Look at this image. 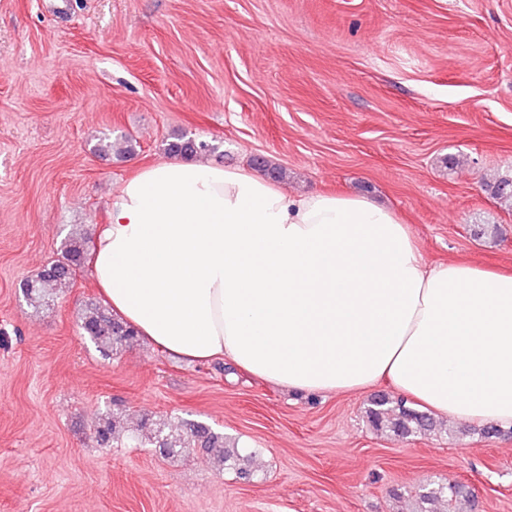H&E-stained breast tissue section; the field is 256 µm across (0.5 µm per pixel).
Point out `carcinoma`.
Listing matches in <instances>:
<instances>
[{
    "label": "carcinoma",
    "instance_id": "1",
    "mask_svg": "<svg viewBox=\"0 0 512 512\" xmlns=\"http://www.w3.org/2000/svg\"><path fill=\"white\" fill-rule=\"evenodd\" d=\"M137 140L127 135L119 140L108 136L98 138L95 151L104 156L112 154L126 158L136 153ZM218 151L211 141L194 136H181L167 144L166 152L187 160L197 159ZM88 232L73 231L64 241L57 256L49 261L36 275L25 281L23 295L30 308L39 311L55 304L63 288L75 278L85 266L88 255ZM77 327L105 359L123 348L138 336L130 324L122 321L101 303L90 300L85 303L77 320ZM369 424L377 431L390 432L399 437L425 435L436 428V420L400 400L386 396L373 399L366 410ZM96 441L105 446L139 445L143 448H157L166 456L176 455L180 449L190 445L203 449L213 456L219 467L234 469L243 475L247 473L245 463L248 456L233 441L208 427L185 422L175 428L150 418L141 419L136 434L126 436L118 427V421L109 411L102 413L93 425ZM472 492L468 486L446 481L433 488H422L415 494L414 512H429L427 504L442 499L448 505V512H459V505L470 503Z\"/></svg>",
    "mask_w": 512,
    "mask_h": 512
}]
</instances>
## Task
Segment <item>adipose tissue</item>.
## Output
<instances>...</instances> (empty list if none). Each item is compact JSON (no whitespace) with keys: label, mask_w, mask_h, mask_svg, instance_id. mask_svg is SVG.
I'll return each mask as SVG.
<instances>
[{"label":"adipose tissue","mask_w":512,"mask_h":512,"mask_svg":"<svg viewBox=\"0 0 512 512\" xmlns=\"http://www.w3.org/2000/svg\"><path fill=\"white\" fill-rule=\"evenodd\" d=\"M90 265L113 313L177 356L321 394L385 381L436 414L512 426V271L427 265L370 198L172 158L123 182Z\"/></svg>","instance_id":"adipose-tissue-1"}]
</instances>
